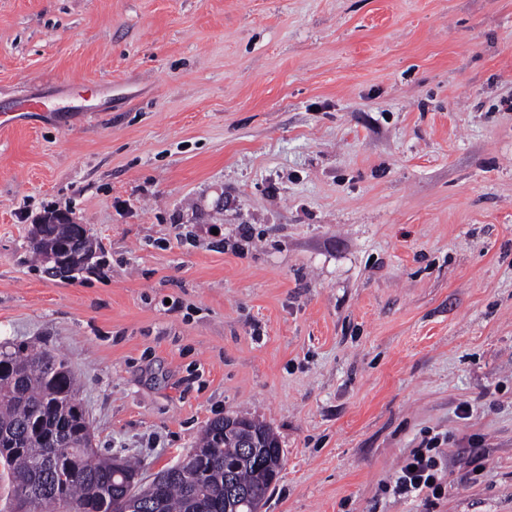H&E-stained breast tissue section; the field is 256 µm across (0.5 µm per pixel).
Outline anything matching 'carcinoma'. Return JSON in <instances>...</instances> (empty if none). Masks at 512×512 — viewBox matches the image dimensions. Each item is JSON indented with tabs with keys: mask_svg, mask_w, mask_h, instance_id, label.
Returning a JSON list of instances; mask_svg holds the SVG:
<instances>
[{
	"mask_svg": "<svg viewBox=\"0 0 512 512\" xmlns=\"http://www.w3.org/2000/svg\"><path fill=\"white\" fill-rule=\"evenodd\" d=\"M72 233L68 225L48 224L41 238L31 240V250L44 263ZM0 361L9 370L0 377V475L14 489H39L43 512L57 504L85 503L102 512H227V482L245 491L252 504L266 500L268 481L256 462L243 459L234 440L216 439L224 419L211 421L197 445L206 456L197 483L167 472L157 483L131 485L118 474L112 457L81 448L87 431L74 419V409L80 406L76 378L63 358L18 346L0 350ZM255 428L265 442L261 452L279 458L283 450L272 429L261 421ZM51 448L71 457L70 469H35V462Z\"/></svg>",
	"mask_w": 512,
	"mask_h": 512,
	"instance_id": "carcinoma-1",
	"label": "carcinoma"
}]
</instances>
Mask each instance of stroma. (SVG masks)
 Instances as JSON below:
<instances>
[{"label":"stroma","mask_w":512,"mask_h":512,"mask_svg":"<svg viewBox=\"0 0 512 512\" xmlns=\"http://www.w3.org/2000/svg\"><path fill=\"white\" fill-rule=\"evenodd\" d=\"M1 112L0 344L102 453L147 483L245 414L262 512H512V0H0ZM48 210L96 272L32 260ZM437 448H414L403 459L393 487L394 494L408 496L416 493L423 495L426 503L439 499L443 487L442 460L429 452ZM416 466L411 472L410 467Z\"/></svg>","instance_id":"obj_1"}]
</instances>
